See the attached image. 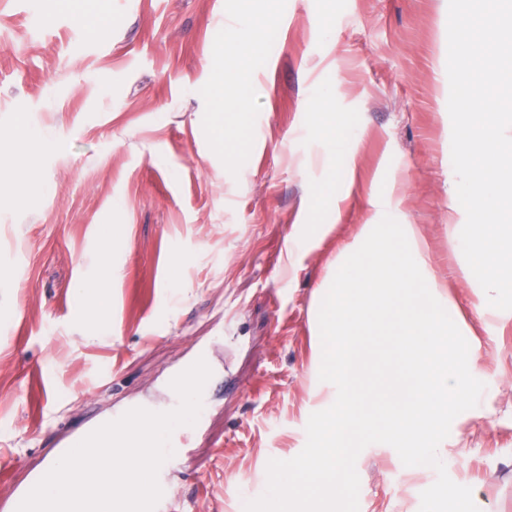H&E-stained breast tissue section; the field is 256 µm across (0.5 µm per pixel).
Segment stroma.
<instances>
[{
    "label": "stroma",
    "instance_id": "1",
    "mask_svg": "<svg viewBox=\"0 0 512 512\" xmlns=\"http://www.w3.org/2000/svg\"><path fill=\"white\" fill-rule=\"evenodd\" d=\"M76 3L0 0V502L99 419L167 406L170 377L203 350L199 418L174 430L159 474L195 512H244L269 460L305 446L310 320L381 197L421 225L453 285L450 317L484 346L485 390L441 460L479 512H512V324L484 329L479 283L461 272L448 0H88L109 18L94 37ZM260 21L277 44L249 63L247 109L216 143L219 50ZM318 101L339 147L314 123ZM317 222L332 232L296 248ZM104 259L99 321L89 291ZM356 470L359 512H419L437 478L381 443Z\"/></svg>",
    "mask_w": 512,
    "mask_h": 512
}]
</instances>
